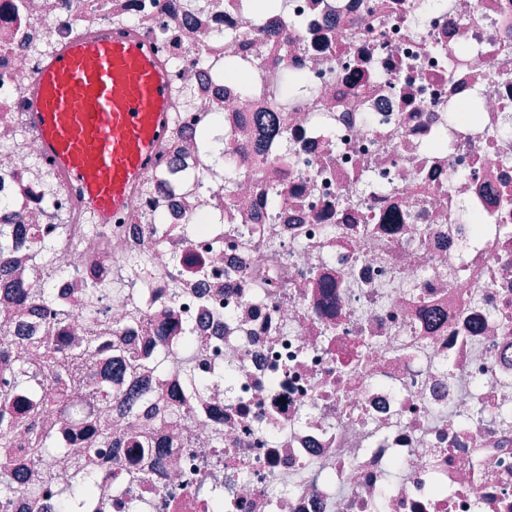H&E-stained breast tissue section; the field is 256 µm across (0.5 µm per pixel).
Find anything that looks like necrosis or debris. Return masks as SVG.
Masks as SVG:
<instances>
[{
  "label": "necrosis or debris",
  "mask_w": 512,
  "mask_h": 512,
  "mask_svg": "<svg viewBox=\"0 0 512 512\" xmlns=\"http://www.w3.org/2000/svg\"><path fill=\"white\" fill-rule=\"evenodd\" d=\"M417 12L0 0V396L93 348L0 400V512H69L84 456L78 512H512V0ZM104 26L170 71L172 129L98 227L25 114ZM86 353V348H84L82 352L75 354L52 353L42 369L35 371L25 370L22 372V377H24V379H30L29 381H39L47 375H65L72 380H79L89 367V363L87 359H85Z\"/></svg>",
  "instance_id": "4bbe7bcc"
}]
</instances>
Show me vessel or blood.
<instances>
[{
	"label": "vessel or blood",
	"instance_id": "vessel-or-blood-1",
	"mask_svg": "<svg viewBox=\"0 0 512 512\" xmlns=\"http://www.w3.org/2000/svg\"><path fill=\"white\" fill-rule=\"evenodd\" d=\"M169 73L134 35L105 28L42 66L31 125L40 152L66 177L92 221L114 223L148 177L158 138L172 125Z\"/></svg>",
	"mask_w": 512,
	"mask_h": 512
}]
</instances>
